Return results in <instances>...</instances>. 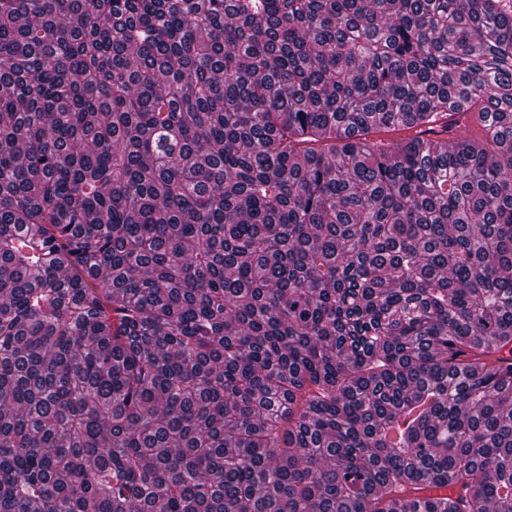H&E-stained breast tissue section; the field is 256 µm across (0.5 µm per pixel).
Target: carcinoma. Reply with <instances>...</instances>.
<instances>
[{"label":"carcinoma","instance_id":"carcinoma-1","mask_svg":"<svg viewBox=\"0 0 512 512\" xmlns=\"http://www.w3.org/2000/svg\"><path fill=\"white\" fill-rule=\"evenodd\" d=\"M0 86V512H512V0H0Z\"/></svg>","mask_w":512,"mask_h":512}]
</instances>
